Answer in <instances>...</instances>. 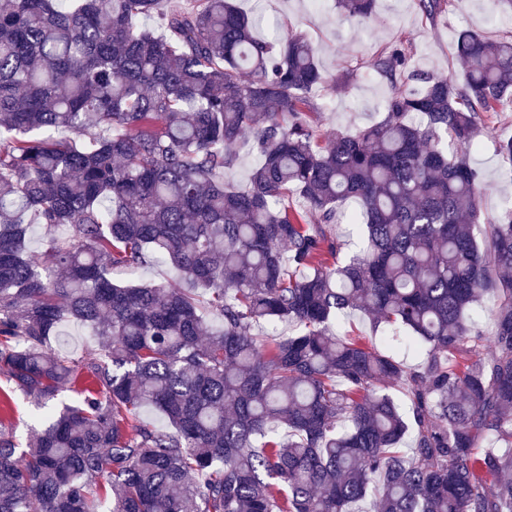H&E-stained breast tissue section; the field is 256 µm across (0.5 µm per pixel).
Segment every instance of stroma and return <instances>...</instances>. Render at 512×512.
I'll return each instance as SVG.
<instances>
[{
  "instance_id": "1",
  "label": "stroma",
  "mask_w": 512,
  "mask_h": 512,
  "mask_svg": "<svg viewBox=\"0 0 512 512\" xmlns=\"http://www.w3.org/2000/svg\"><path fill=\"white\" fill-rule=\"evenodd\" d=\"M264 16L258 34L268 35L277 25L296 30L316 46L322 70L349 74L346 88L324 86L315 96L317 128L323 134L352 131L381 119L390 88L377 78L371 60L385 49L405 48L414 69L455 74L460 66L452 46L454 30L469 29L492 41L512 35V15L499 13L493 0H447L434 19L419 10L417 0H376L374 16L364 25L341 17L336 0H265ZM509 137L512 109L486 113L480 146L472 152L471 162L483 178L481 208L488 216L498 215L512 203V180L502 176L495 152L496 142ZM48 347L84 361L100 354L97 337L74 321L63 322ZM77 400L76 393L65 390L45 406H37L12 391L0 373V422L10 429L18 447H26L51 413Z\"/></svg>"
}]
</instances>
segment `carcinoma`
<instances>
[{"label":"carcinoma","mask_w":512,"mask_h":512,"mask_svg":"<svg viewBox=\"0 0 512 512\" xmlns=\"http://www.w3.org/2000/svg\"><path fill=\"white\" fill-rule=\"evenodd\" d=\"M257 25L231 0H0V370L80 395L21 452L0 422V512H512V207L482 213L470 161L512 103V36L457 32L458 76L377 55L384 117L323 138L309 93L346 79ZM496 153L512 178V138ZM346 205L363 247L340 262ZM154 264L181 281H112ZM349 309L421 362L338 335ZM65 317L100 357L45 350ZM238 161L236 165L224 171V180L238 187H245L252 169L258 164V155L253 151L249 140L241 141L237 146Z\"/></svg>","instance_id":"obj_1"}]
</instances>
